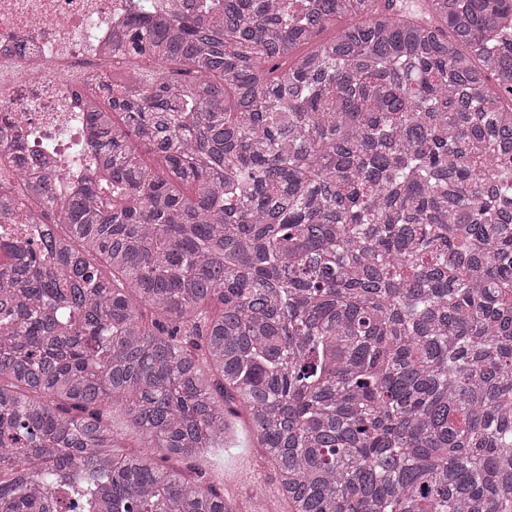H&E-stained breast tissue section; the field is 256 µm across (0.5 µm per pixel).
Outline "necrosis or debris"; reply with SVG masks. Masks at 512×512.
I'll use <instances>...</instances> for the list:
<instances>
[{"label":"necrosis or debris","instance_id":"4bbe7bcc","mask_svg":"<svg viewBox=\"0 0 512 512\" xmlns=\"http://www.w3.org/2000/svg\"><path fill=\"white\" fill-rule=\"evenodd\" d=\"M127 0H0V127L21 124L28 149L86 175L83 83L112 62V33Z\"/></svg>","mask_w":512,"mask_h":512}]
</instances>
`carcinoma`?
<instances>
[{
  "label": "carcinoma",
  "instance_id": "obj_1",
  "mask_svg": "<svg viewBox=\"0 0 512 512\" xmlns=\"http://www.w3.org/2000/svg\"><path fill=\"white\" fill-rule=\"evenodd\" d=\"M378 2L133 6L65 195L0 130V512H233L227 400L289 512H512V0ZM241 451H246L249 454L254 467L258 471V476L254 481H246L242 485L243 497L250 501L251 510L260 501L264 509L267 508L269 503L273 511L288 512V504L279 490L277 475L263 458L261 448H258L254 440L248 442L246 447L243 448H228L227 450L224 448V455L222 454L209 462L205 458H192L185 463H177V465L188 474L191 472L189 466L202 473V482L205 486L213 485L225 495L224 470L232 464V455ZM273 490L277 492L275 499L270 498Z\"/></svg>",
  "mask_w": 512,
  "mask_h": 512
}]
</instances>
